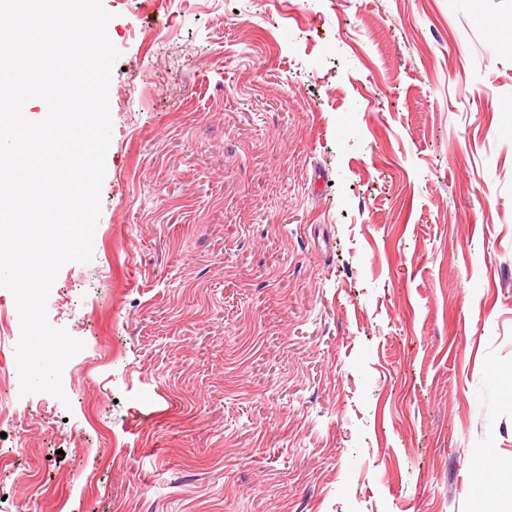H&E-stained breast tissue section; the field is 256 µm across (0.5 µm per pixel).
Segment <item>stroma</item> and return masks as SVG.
Segmentation results:
<instances>
[{
	"mask_svg": "<svg viewBox=\"0 0 512 512\" xmlns=\"http://www.w3.org/2000/svg\"><path fill=\"white\" fill-rule=\"evenodd\" d=\"M102 6L84 347L21 395L0 288V512H512V0Z\"/></svg>",
	"mask_w": 512,
	"mask_h": 512,
	"instance_id": "35a3bbf8",
	"label": "stroma"
}]
</instances>
